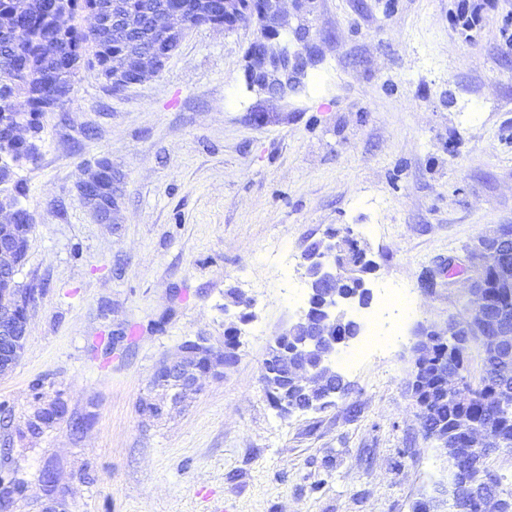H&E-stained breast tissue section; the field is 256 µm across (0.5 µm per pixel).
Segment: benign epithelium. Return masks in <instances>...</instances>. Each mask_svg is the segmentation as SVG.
Segmentation results:
<instances>
[{
    "label": "benign epithelium",
    "mask_w": 512,
    "mask_h": 512,
    "mask_svg": "<svg viewBox=\"0 0 512 512\" xmlns=\"http://www.w3.org/2000/svg\"><path fill=\"white\" fill-rule=\"evenodd\" d=\"M54 25L64 30L72 23V14L62 7L60 0L51 6ZM90 24L87 31L95 33L101 29L112 30V36L127 44V52L112 60V84L125 89L143 81V74L160 72L166 61L181 43L185 33L200 26H222L229 30L238 25L253 24L257 36L248 46L245 55V80L251 92L265 94L271 98L284 99L300 91L302 79L319 61V49L311 38L310 29L304 24H293L283 0H262L256 10L245 8L243 0H201L196 15L188 14L181 7L158 9L145 0L138 12L126 9L123 0H109L108 3L88 12ZM292 35L293 43L282 39ZM31 116L23 105L17 106L14 119L0 126V144L16 139L32 137ZM112 180V170L99 163L88 172L77 190L86 203L95 204L93 212L100 220L108 219V212L102 202L103 185ZM512 242V226L504 224L489 237H482L469 252V271L474 273L464 315L450 316L440 325L423 326L418 332L419 339L413 347L414 367L408 380V390L415 399L421 423L430 418L428 407L418 399L415 388L429 366L425 351L432 342L442 339L457 346H467L477 337L481 341L484 359L500 364L512 362V316L497 309L486 300L485 284L479 255L487 247L498 248ZM16 248L12 241L0 240V273L13 276L15 273ZM348 255L343 242L319 244L304 254L305 273L313 272L321 285L322 297L319 302L320 318L311 320L299 318L292 326L276 336L268 360L279 370L283 383H293L313 393L323 390L326 378L335 375L333 361L336 351L350 342L343 337L342 326L357 318L356 312L369 307L373 292L366 287L356 293H346L341 288L348 271ZM6 298L0 301V374L9 372L16 358L24 350L30 309L36 302L37 292L33 288H20L15 294L5 290ZM298 325H305L309 337L304 344L290 351L284 349L282 340ZM207 359L202 361L195 351L181 345L179 355L165 359L155 373V383L174 390L173 400L196 388L198 376H221L224 368L234 361L229 349L217 350L209 345ZM442 385L453 393L462 388L464 373L450 363L439 373ZM453 434L462 442L441 437L442 447L455 469L453 483L435 486V496L426 502L428 512H512V495L492 476L480 483L471 481L467 474L482 469V461L490 447L487 432L466 417L456 418Z\"/></svg>",
    "instance_id": "obj_1"
}]
</instances>
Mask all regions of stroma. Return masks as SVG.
I'll use <instances>...</instances> for the list:
<instances>
[{
    "mask_svg": "<svg viewBox=\"0 0 512 512\" xmlns=\"http://www.w3.org/2000/svg\"><path fill=\"white\" fill-rule=\"evenodd\" d=\"M455 2L289 6L320 61L284 100L246 88L250 25L191 29L161 72L119 92L81 67L70 101L40 118L38 160L15 173L34 219L17 280L37 301L0 376V476L26 483L7 512L55 497L66 512H413L446 479L406 389L412 346L462 309L470 248L512 225V0H491L470 42ZM104 158L122 181L107 223L77 191ZM332 234L374 261L368 287L405 289L402 336L370 349L357 336L361 356L335 363L348 392L282 417L263 363L308 296L266 253L299 265ZM234 288L253 302L234 365L141 415L159 361L198 336L223 347ZM55 401L65 416L20 437Z\"/></svg>",
    "mask_w": 512,
    "mask_h": 512,
    "instance_id": "obj_1",
    "label": "stroma"
}]
</instances>
